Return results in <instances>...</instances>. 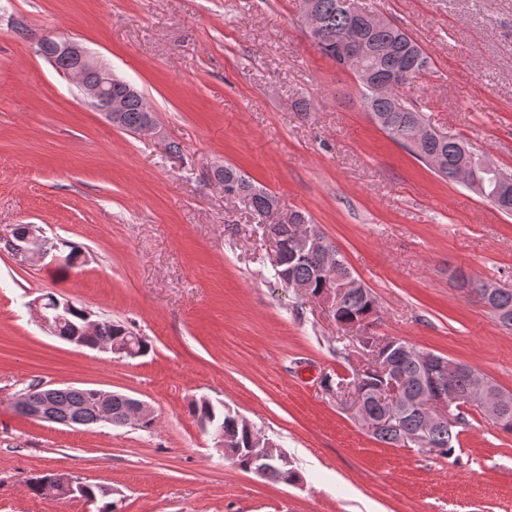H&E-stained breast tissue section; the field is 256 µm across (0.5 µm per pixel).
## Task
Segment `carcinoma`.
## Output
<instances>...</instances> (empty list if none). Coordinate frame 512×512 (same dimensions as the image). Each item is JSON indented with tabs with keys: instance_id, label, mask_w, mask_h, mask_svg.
Wrapping results in <instances>:
<instances>
[{
	"instance_id": "carcinoma-1",
	"label": "carcinoma",
	"mask_w": 512,
	"mask_h": 512,
	"mask_svg": "<svg viewBox=\"0 0 512 512\" xmlns=\"http://www.w3.org/2000/svg\"><path fill=\"white\" fill-rule=\"evenodd\" d=\"M314 11L317 14L321 26L313 44L323 55L336 61L339 65H347L343 57L336 50L333 37L336 32L352 27L357 32L359 48L363 54V70L356 74L364 97L363 105L372 120L387 136L399 145H405L415 130L425 124L424 112L413 105L406 106L403 110L394 107L391 101L371 96L370 87L382 80L399 77L402 86L413 84L416 80L426 75L431 68V57L423 47L404 29L391 23L383 28H371L356 19L351 13L347 3L349 0H311ZM112 98L120 100L124 104V112L121 113L117 127L132 131L140 126L148 117V104L145 98L130 84L115 79L110 87ZM466 148L459 140L449 139L444 143L437 141H424L413 155L420 162L434 154L442 153L448 160V168L439 172V175L451 180H457V174L463 168L469 156L465 154ZM215 177L227 190L243 191L248 194V204L251 210L258 216L270 213L276 206V197L261 188H256L240 172L231 166H222L215 171ZM483 192L479 196L489 202L495 209L505 215H512V185L507 191H497V182L490 176L482 178ZM321 254L315 250L304 260L292 264L285 263L283 269L291 271L294 280L313 285L312 294H317L321 286L325 284L324 277L318 275V266ZM490 308L495 312L498 320L504 326L512 329V292L499 291ZM336 321L351 323L362 321L366 318L370 322L365 326L368 332H373V325L378 319L376 300L371 291L362 286L348 290L342 297L341 306L334 313ZM137 339L138 353L146 354L150 345L142 336H135L128 327L110 318L100 319V324L95 335L90 341L96 345L113 347L127 340ZM396 370L408 381L407 393L414 395L419 393L421 385L418 378L419 361L400 353L395 355ZM495 385V382L478 370L470 369L456 373L449 378L441 379L437 386L446 387L453 383L459 395L466 397L477 389L479 382ZM380 383V378L370 372L357 370L352 381L344 384L336 382V392L346 394L357 390L362 385L375 386ZM58 403L72 410L78 417L76 424L83 426L104 425L113 427L124 426L126 415L127 395L116 393L112 397L110 411L112 419L100 417L90 401V390L81 388H61L58 390ZM472 405L462 402V408L457 410L456 424L436 428L424 436V441L417 443L402 440L401 431L415 434L420 427V418L414 411L401 414L393 423H384L375 432L376 439L384 444L397 446L408 445L414 448H433L435 455L443 458H452L456 444L459 443L460 428L468 424L467 415L470 414ZM192 416L200 420H207L214 430L224 435L228 448L224 449V456L231 459L241 469H248L252 442V432L245 423L239 421L240 415L229 408H218L208 400L200 399L190 404ZM298 474L290 466H285L275 460L271 462L267 479L285 484L297 481Z\"/></svg>"
}]
</instances>
